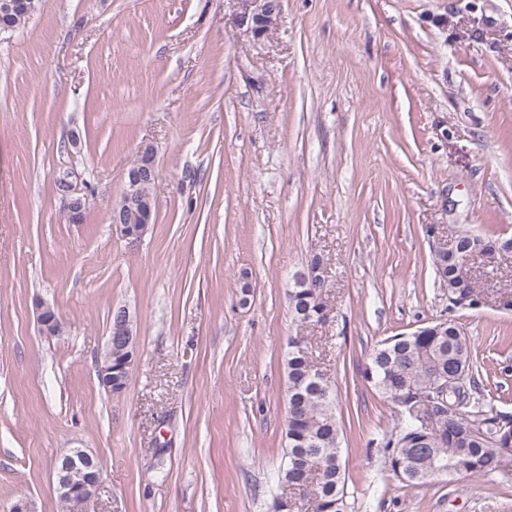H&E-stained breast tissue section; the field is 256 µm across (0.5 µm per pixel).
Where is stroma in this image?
<instances>
[{"instance_id": "stroma-1", "label": "stroma", "mask_w": 512, "mask_h": 512, "mask_svg": "<svg viewBox=\"0 0 512 512\" xmlns=\"http://www.w3.org/2000/svg\"><path fill=\"white\" fill-rule=\"evenodd\" d=\"M239 0H40L0 34V512H269L285 447L293 275L325 265L305 334L337 388L348 512H512V462L400 481L379 443L398 409L373 348L449 319L485 398L512 415V253L478 259L460 309L432 255L456 225L512 237V0H278L261 38ZM157 148L142 240L110 211ZM89 184L71 224L54 186ZM61 335L37 330L34 296ZM138 334L123 393L96 359L112 312ZM96 454L68 510L54 463Z\"/></svg>"}]
</instances>
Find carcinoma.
I'll use <instances>...</instances> for the list:
<instances>
[{
	"mask_svg": "<svg viewBox=\"0 0 512 512\" xmlns=\"http://www.w3.org/2000/svg\"><path fill=\"white\" fill-rule=\"evenodd\" d=\"M13 2L11 9L0 8V29L23 31L36 14L38 0ZM455 233L458 241L449 246L448 278L439 276L437 281L454 304L471 307L479 297L476 277L461 275L458 265L477 242L486 245L485 256L490 258L494 245L506 239L476 234L465 226ZM288 300L299 329L326 318L320 282L294 285ZM285 371L287 448L278 481L311 499L308 512H346L344 428L336 414L335 383L313 369L307 341L299 334L288 342ZM458 374L463 382L448 385V407L437 412L438 387ZM364 377L400 408L399 426L381 442L389 470L400 481L425 484L436 478L430 469L441 465L450 467L449 476L484 477L512 459V415L485 401L475 377L471 341L454 321L435 320L380 341Z\"/></svg>",
	"mask_w": 512,
	"mask_h": 512,
	"instance_id": "obj_1",
	"label": "carcinoma"
}]
</instances>
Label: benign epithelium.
Returning a JSON list of instances; mask_svg holds the SVG:
<instances>
[{"instance_id": "obj_1", "label": "benign epithelium", "mask_w": 512, "mask_h": 512, "mask_svg": "<svg viewBox=\"0 0 512 512\" xmlns=\"http://www.w3.org/2000/svg\"><path fill=\"white\" fill-rule=\"evenodd\" d=\"M241 12L239 24L254 37L264 36L273 26L277 10L276 0H239ZM139 161L127 171L125 187L119 200L112 205L111 221L125 238H142L149 229L150 210L143 205L142 188L146 181H155L156 149L147 141L138 148ZM56 190L63 197V211L72 223L80 221L88 204V195L77 189L64 173L55 180ZM38 331L45 336H57L63 332V323L54 305L38 297L34 300ZM136 324L129 311L118 308L113 311L104 350L97 359L98 379L107 391H112V346L124 350L136 349ZM59 497L66 503L90 500L99 489L103 468L99 458L82 448H70L58 459L55 466Z\"/></svg>"}]
</instances>
